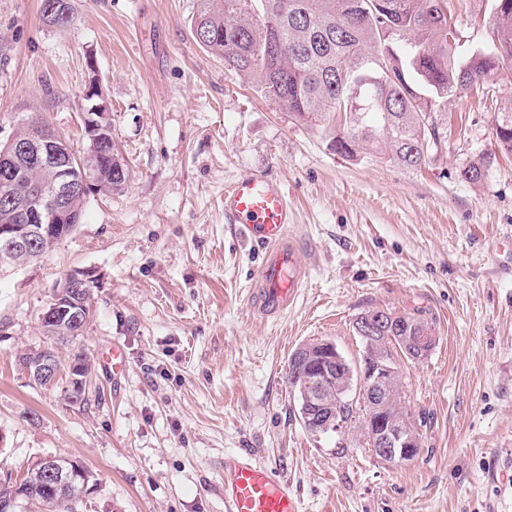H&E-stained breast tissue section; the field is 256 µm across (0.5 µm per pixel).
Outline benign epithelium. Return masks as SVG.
<instances>
[{"mask_svg": "<svg viewBox=\"0 0 512 512\" xmlns=\"http://www.w3.org/2000/svg\"><path fill=\"white\" fill-rule=\"evenodd\" d=\"M84 97L82 121L87 132L102 131L112 126V109L104 92L102 80L95 68L89 66ZM45 152L55 154L58 158L57 174L52 181V202L54 215L47 209L26 206L27 224H4L0 226V236L4 239V248L0 251V270H8L30 261L38 255L42 243L51 240L59 233L56 222L64 217L70 224L79 220L76 202L83 198L90 180L96 175L97 164L90 163L95 154V140H90L89 147L77 153L49 130L38 127L24 140L12 136L0 149V167L10 168L19 156ZM89 282L83 273H71L65 277L61 292L43 309L40 323L51 331L61 330L66 326L83 325L89 319L90 310L80 300L78 291ZM381 343L389 347L402 346L408 355L421 357L430 352L435 343L433 336H385ZM325 353L327 363L309 368L311 359L307 350L299 349L288 363V370L299 378L302 391L307 394L308 403L315 408L305 414L307 432L315 437L330 431L336 434L338 454L348 447L347 436L351 429V420L359 421V435L362 442L371 448L374 456L388 464H399L413 459L415 450L421 447L420 431L414 427V419L407 403H402L403 413L389 419L380 416L383 408L396 395H404V388H396V382L402 381L400 369L393 365V359L381 348L372 353L364 363L349 364L338 351L335 344L324 341L319 344ZM25 368L32 381L44 387L52 386L57 378L59 363L50 351H42L26 356ZM336 379V406L332 407L322 400L326 384ZM92 371L77 368L69 377V400L81 402V396L91 383ZM355 404L352 415L342 412V405ZM43 480L49 487L65 491L76 489L84 494L88 491L85 472L72 465L71 461L53 462L40 467Z\"/></svg>", "mask_w": 512, "mask_h": 512, "instance_id": "7a95c632", "label": "benign epithelium"}]
</instances>
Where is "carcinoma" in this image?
<instances>
[{
	"mask_svg": "<svg viewBox=\"0 0 512 512\" xmlns=\"http://www.w3.org/2000/svg\"><path fill=\"white\" fill-rule=\"evenodd\" d=\"M463 0H199L192 34L224 67L249 79L258 92L295 120L332 127L333 146L355 158L370 146L375 157L417 168L440 144L447 113L441 103L489 80L512 84V0H489L492 43L464 57L455 53L456 10ZM495 151L460 171L481 181L498 155L512 156V99L494 113ZM112 178L99 192L118 191L129 167L117 142ZM56 167L52 155L14 167L19 193L43 185ZM25 214L0 194V225L24 224ZM416 336L432 329L422 311L395 315ZM31 470L19 482L23 502L69 512L75 498H48Z\"/></svg>",
	"mask_w": 512,
	"mask_h": 512,
	"instance_id": "carcinoma-1",
	"label": "carcinoma"
}]
</instances>
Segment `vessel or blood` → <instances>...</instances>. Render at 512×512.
<instances>
[{
  "instance_id": "vessel-or-blood-1",
  "label": "vessel or blood",
  "mask_w": 512,
  "mask_h": 512,
  "mask_svg": "<svg viewBox=\"0 0 512 512\" xmlns=\"http://www.w3.org/2000/svg\"><path fill=\"white\" fill-rule=\"evenodd\" d=\"M224 216L247 239L263 245L257 272L259 308L283 312L303 287L306 270L288 226L293 212L281 182L264 175L240 177L224 188ZM224 512H301L291 481L276 478L247 452L224 459Z\"/></svg>"
}]
</instances>
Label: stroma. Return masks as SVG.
Returning a JSON list of instances; mask_svg holds the SVG:
<instances>
[{"label": "stroma", "instance_id": "stroma-1", "mask_svg": "<svg viewBox=\"0 0 512 512\" xmlns=\"http://www.w3.org/2000/svg\"><path fill=\"white\" fill-rule=\"evenodd\" d=\"M46 23L39 0H0V142L39 115L74 149L95 64L112 134L130 163L118 193H93L55 249L0 274V484L61 456L91 474L75 512H224V457L243 450L290 480L302 512H512V160L478 183L461 170L493 152V113L512 85L458 94L441 143L407 169L338 155L194 40L198 0H69ZM464 48L490 44L486 0L457 19ZM283 183L308 266L292 306L255 308L264 250L224 217V186ZM94 282L82 335L44 334L64 277ZM422 309L436 344L398 359L422 447L397 465L350 437L304 429L287 381L296 348L329 341L350 361L368 309ZM119 345L112 377L101 350ZM48 350L53 386L21 365ZM92 362L87 405L65 396L75 355Z\"/></svg>", "mask_w": 512, "mask_h": 512}]
</instances>
